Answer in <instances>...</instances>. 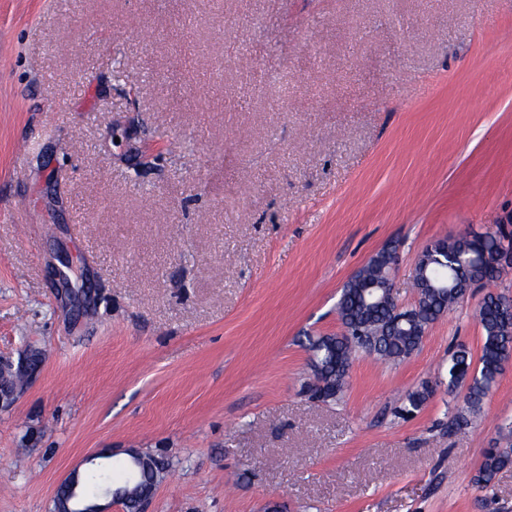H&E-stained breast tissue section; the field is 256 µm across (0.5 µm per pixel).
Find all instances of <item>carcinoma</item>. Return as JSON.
<instances>
[{
    "label": "carcinoma",
    "instance_id": "carcinoma-1",
    "mask_svg": "<svg viewBox=\"0 0 512 512\" xmlns=\"http://www.w3.org/2000/svg\"><path fill=\"white\" fill-rule=\"evenodd\" d=\"M500 229L486 230L474 241L450 238L424 253L415 269L414 286L419 300L411 308L394 314L395 304L384 296L382 265L385 254L378 253L342 288L336 305L340 320L354 336H318L308 339L309 366L313 382L310 397L322 402L336 400L342 391L356 352L362 350L384 362H396L410 356L422 343L424 333L440 317L464 299L474 282H495L512 272L493 264L498 249ZM483 342L478 362L462 344L448 352V393L464 389L462 404L448 420V431L467 427L481 410L485 398L502 373L508 350L512 349V315L502 309V295L487 293L475 311ZM429 389L409 393L402 411L410 413L424 404ZM506 445L495 441L485 449L484 460L475 482L488 487L497 474L512 466V423L499 426ZM167 466L151 461L141 476L138 488L123 502L126 512H139V502L154 492L164 479ZM111 478L108 473L92 470L79 479L82 498L96 496L100 486Z\"/></svg>",
    "mask_w": 512,
    "mask_h": 512
}]
</instances>
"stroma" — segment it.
I'll list each match as a JSON object with an SVG mask.
<instances>
[{
  "label": "stroma",
  "instance_id": "obj_1",
  "mask_svg": "<svg viewBox=\"0 0 512 512\" xmlns=\"http://www.w3.org/2000/svg\"><path fill=\"white\" fill-rule=\"evenodd\" d=\"M496 225L512 0H0V359L44 352L0 410V512H52L103 448L170 462L148 512H512V466L473 482L512 360L464 430L445 385L512 275L338 401L303 390L379 251L408 308L428 244Z\"/></svg>",
  "mask_w": 512,
  "mask_h": 512
}]
</instances>
